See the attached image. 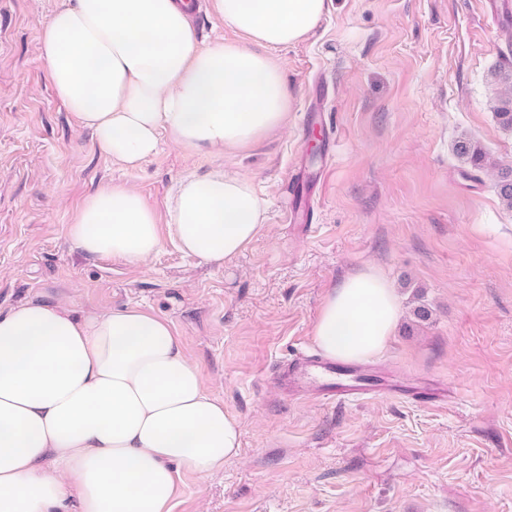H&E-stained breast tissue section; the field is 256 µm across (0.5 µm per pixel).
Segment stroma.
Returning <instances> with one entry per match:
<instances>
[{
	"label": "stroma",
	"instance_id": "stroma-1",
	"mask_svg": "<svg viewBox=\"0 0 512 512\" xmlns=\"http://www.w3.org/2000/svg\"><path fill=\"white\" fill-rule=\"evenodd\" d=\"M70 2L0 0V310L49 294L174 325L243 436L222 471L183 474L172 512H512V209L455 150L466 137L512 166L491 76L512 70V14L330 0L308 37L270 52L293 96L286 128L224 154L165 139L131 169L53 92L40 32ZM218 164L268 204L231 262L168 238L140 265L73 249L71 217L99 189L133 187L162 219L181 179ZM304 171L319 181L303 227L287 209ZM369 265L401 306L373 365L445 384L447 406L290 399L274 384L276 363L313 347L330 288Z\"/></svg>",
	"mask_w": 512,
	"mask_h": 512
}]
</instances>
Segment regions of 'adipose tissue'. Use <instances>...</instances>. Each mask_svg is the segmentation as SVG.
Returning a JSON list of instances; mask_svg holds the SVG:
<instances>
[{
	"mask_svg": "<svg viewBox=\"0 0 512 512\" xmlns=\"http://www.w3.org/2000/svg\"><path fill=\"white\" fill-rule=\"evenodd\" d=\"M239 43L198 48L184 0H75L45 24L56 97L112 160L138 166L161 139L236 150L285 126L293 98L274 48L305 38L328 0H214ZM167 236L222 264L260 234L253 180L217 166L168 197ZM86 256L130 264L162 247L154 209L112 185L68 227ZM401 315L379 271L345 277L313 327L330 359L363 362ZM242 424L207 392L170 321L135 306L80 311L47 297L0 311V512H171L181 472L205 476L241 447Z\"/></svg>",
	"mask_w": 512,
	"mask_h": 512,
	"instance_id": "1",
	"label": "adipose tissue"
}]
</instances>
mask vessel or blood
Returning a JSON list of instances; mask_svg holds the SVG:
<instances>
[{"label":"vessel or blood","mask_w":512,"mask_h":512,"mask_svg":"<svg viewBox=\"0 0 512 512\" xmlns=\"http://www.w3.org/2000/svg\"><path fill=\"white\" fill-rule=\"evenodd\" d=\"M275 378L289 395H299L309 388L323 402L334 400L343 403L376 395H402L410 391L387 374L361 368L343 370L336 363L309 351L294 354L279 367ZM410 392L418 402L429 406L448 403V388L441 383L417 387Z\"/></svg>","instance_id":"obj_1"}]
</instances>
